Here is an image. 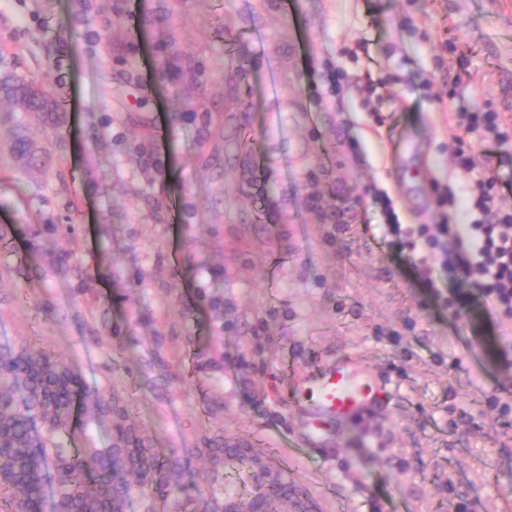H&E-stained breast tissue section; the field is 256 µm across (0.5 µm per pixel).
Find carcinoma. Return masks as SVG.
<instances>
[{
  "mask_svg": "<svg viewBox=\"0 0 512 512\" xmlns=\"http://www.w3.org/2000/svg\"><path fill=\"white\" fill-rule=\"evenodd\" d=\"M9 84L27 89L19 99L4 96L13 120L10 151L24 165L40 162L27 136V118L61 123V107L48 108L34 82L3 68ZM113 434L97 447L94 430ZM68 435L80 447L63 441ZM147 487L168 512H223L216 496L192 499L179 483L180 463L143 447L127 423L112 390L90 388L83 378L53 356L28 344L0 350V512H126L132 484Z\"/></svg>",
  "mask_w": 512,
  "mask_h": 512,
  "instance_id": "cac0c4a2",
  "label": "carcinoma"
}]
</instances>
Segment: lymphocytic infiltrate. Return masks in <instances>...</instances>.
I'll use <instances>...</instances> for the list:
<instances>
[{"mask_svg":"<svg viewBox=\"0 0 512 512\" xmlns=\"http://www.w3.org/2000/svg\"><path fill=\"white\" fill-rule=\"evenodd\" d=\"M457 132L454 136V156L459 167L469 170L473 163L469 155L470 137L481 134L483 139L501 137L502 118L499 113L456 112ZM497 180L492 172H485L473 183L464 184L461 193L480 213L466 227L440 222L405 227L388 197L380 202L388 217L390 235L397 239L417 237L422 249L412 252L411 264L419 271L427 287H435L433 261L436 249L444 238H453L457 252L448 263L449 272L469 282L484 297L493 314L512 320V200L496 190Z\"/></svg>","mask_w":512,"mask_h":512,"instance_id":"obj_1","label":"lymphocytic infiltrate"}]
</instances>
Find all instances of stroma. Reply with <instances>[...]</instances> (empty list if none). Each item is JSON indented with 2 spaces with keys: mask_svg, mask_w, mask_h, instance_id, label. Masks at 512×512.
<instances>
[{
  "mask_svg": "<svg viewBox=\"0 0 512 512\" xmlns=\"http://www.w3.org/2000/svg\"><path fill=\"white\" fill-rule=\"evenodd\" d=\"M0 59L64 109L57 129L29 120L50 160L32 175L0 121V347L113 388L197 496L208 436L226 497L261 466L297 484L281 512H512V325L445 267L427 288L377 199L405 225L464 223L435 205L467 179L451 90L506 115L473 158L512 199V0H0ZM334 67L347 84L315 100ZM216 350L223 372L195 370ZM341 357L385 403L304 447L291 394Z\"/></svg>",
  "mask_w": 512,
  "mask_h": 512,
  "instance_id": "stroma-1",
  "label": "stroma"
}]
</instances>
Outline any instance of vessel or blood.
<instances>
[{"label":"vessel or blood","mask_w":512,"mask_h":512,"mask_svg":"<svg viewBox=\"0 0 512 512\" xmlns=\"http://www.w3.org/2000/svg\"><path fill=\"white\" fill-rule=\"evenodd\" d=\"M317 412L312 437H319L326 419L353 421L378 401L376 386L358 381L351 362L340 361L312 373L305 389Z\"/></svg>","instance_id":"b4317fda"}]
</instances>
